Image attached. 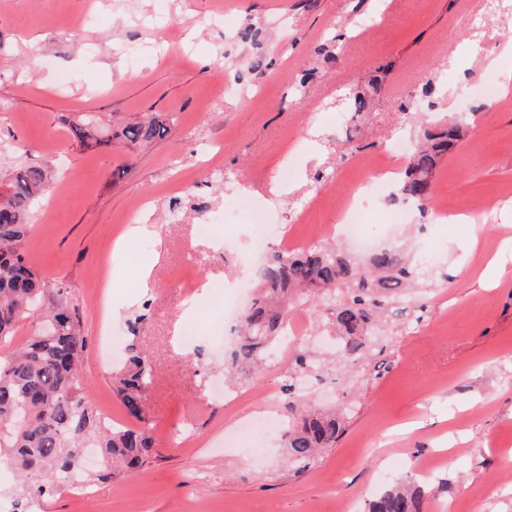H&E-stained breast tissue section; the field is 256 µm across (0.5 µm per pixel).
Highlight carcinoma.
Returning a JSON list of instances; mask_svg holds the SVG:
<instances>
[{
    "instance_id": "obj_1",
    "label": "carcinoma",
    "mask_w": 512,
    "mask_h": 512,
    "mask_svg": "<svg viewBox=\"0 0 512 512\" xmlns=\"http://www.w3.org/2000/svg\"><path fill=\"white\" fill-rule=\"evenodd\" d=\"M464 120L422 130L397 182L396 198L425 206L438 164L464 138ZM82 145L112 139L136 143L168 133L161 121L136 122L114 132L92 115L70 121ZM50 170L20 164L0 176V344H9L22 321L36 308L41 321L31 325L25 343L0 356V453L9 456L23 476L15 512H27L31 498H41L70 485L83 464V450L99 449L103 476L139 469L159 456L146 427L112 425L92 408L82 392L80 369L84 329L70 283L45 281L24 251L33 209L49 187ZM367 267L339 249L319 246L297 252H275L259 273L256 294L243 314V336L232 353L231 368L261 363L278 339L288 333V313L308 301L336 330L343 356L364 354L370 328L388 306L404 294L414 268L397 248L370 255ZM129 359L115 391L127 411L141 417L143 398L154 380L153 360L129 344ZM283 385L288 403L285 448L288 458L304 468L330 448L344 431L345 419L308 409L298 394L300 374L314 366L301 351ZM428 492L396 482L368 503V512H426Z\"/></svg>"
}]
</instances>
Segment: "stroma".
I'll list each match as a JSON object with an SVG mask.
<instances>
[{
	"label": "stroma",
	"mask_w": 512,
	"mask_h": 512,
	"mask_svg": "<svg viewBox=\"0 0 512 512\" xmlns=\"http://www.w3.org/2000/svg\"><path fill=\"white\" fill-rule=\"evenodd\" d=\"M511 45L512 9L496 0H0V140L19 147L0 154V170L45 163L54 174L27 256L46 279L71 282L90 404L118 424L147 422L160 450L108 480L88 471L83 489L32 500L30 512H339L428 467V512H512V221L500 218L512 210V91L499 76ZM378 73L369 111L336 128L343 89ZM77 112L112 128L151 115L171 126L84 148L60 120ZM452 113L471 132L442 160L426 211L409 203L402 223H386L395 205L383 196L362 226L414 262L433 259L431 287L389 310L370 359L378 373L337 360L312 306L290 313L300 347L332 376L305 385L306 402L345 408L347 420L335 447L297 471L281 433L248 427L286 418L291 358L233 383L249 391L235 404L215 394L225 349L210 328L224 301L207 287L255 281L254 228L198 226L244 192L275 218L267 251H351L337 226L360 166L386 164L393 143L414 144L419 124ZM144 238L150 247L129 255ZM490 264L500 278L484 276ZM102 298L113 335H134L158 363L139 418L112 386L126 347L103 358ZM191 323L201 337L189 353Z\"/></svg>",
	"instance_id": "35a3bbf8"
}]
</instances>
